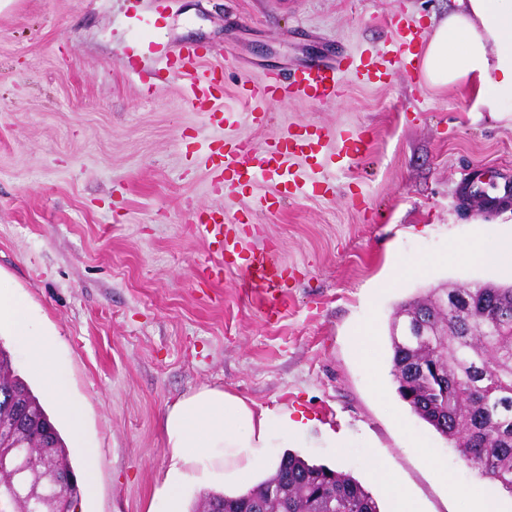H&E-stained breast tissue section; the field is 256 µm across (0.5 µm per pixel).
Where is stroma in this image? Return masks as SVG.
I'll use <instances>...</instances> for the list:
<instances>
[{
	"label": "stroma",
	"instance_id": "35a3bbf8",
	"mask_svg": "<svg viewBox=\"0 0 512 512\" xmlns=\"http://www.w3.org/2000/svg\"><path fill=\"white\" fill-rule=\"evenodd\" d=\"M455 0H10L0 9V280L52 335L84 444L52 403L44 409L95 490L79 512H161L170 450L166 409L200 387L308 419L295 452L368 483L385 458L421 512H462L449 485L480 484L512 512V495L480 481L445 438L397 396L389 324L429 289L512 283V255L483 265L460 252L512 242V208L462 197L474 172L495 195L512 183V115L477 105L469 84L427 85L393 69L384 84L345 81L331 103H270L266 124L241 111L243 83L266 72L380 50L395 21L425 31ZM200 47L220 71L216 128L156 51ZM144 56L141 74L127 68ZM323 129L318 161L293 158L305 185L281 209L259 210L276 182L226 195L202 163L238 141L253 151L291 130ZM362 138L348 154L347 138ZM238 218L239 251H273L288 268L272 315L240 287L239 264L200 279L208 258L200 212ZM411 266L398 277L396 265ZM372 347L355 353L357 331ZM337 436H330V429ZM448 472L440 482L432 468Z\"/></svg>",
	"mask_w": 512,
	"mask_h": 512
}]
</instances>
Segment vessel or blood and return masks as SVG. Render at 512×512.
<instances>
[{"label":"vessel or blood","instance_id":"obj_1","mask_svg":"<svg viewBox=\"0 0 512 512\" xmlns=\"http://www.w3.org/2000/svg\"><path fill=\"white\" fill-rule=\"evenodd\" d=\"M425 39V32L402 26L398 29L397 39L375 54L359 58L340 56L335 63H313L286 76L270 73L261 88L244 86L240 88L239 95L249 103L248 114L252 121L258 123L264 120L266 112L255 106L257 97L285 100L302 96L317 101L334 99L342 89L343 79L378 83L386 79L391 66L415 68L417 50ZM201 59L198 47L185 46L178 49L173 68L176 74L188 78V95L192 104L204 108L214 99L218 78L213 73L198 75L197 66ZM320 139L317 133L305 138L287 132L260 152L249 151L237 142L228 143L223 151L208 154L205 164L215 174L221 175L230 170L235 172L237 178L250 183L261 179L271 180L280 177L289 156L298 154L308 159L315 158ZM196 227L209 247L210 263L202 267V274L207 277L221 274L225 256L237 251L236 239L225 234L223 221L212 216L199 217ZM286 282L287 270L272 252L262 251L247 257L244 285L262 294L266 312H277L282 299L281 290Z\"/></svg>","mask_w":512,"mask_h":512}]
</instances>
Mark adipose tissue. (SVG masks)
<instances>
[{"mask_svg":"<svg viewBox=\"0 0 512 512\" xmlns=\"http://www.w3.org/2000/svg\"><path fill=\"white\" fill-rule=\"evenodd\" d=\"M457 7L434 27L420 68L433 87L470 83L490 111L512 105V0H456ZM9 331L30 351V370L58 412L79 423L54 359V344L33 326L0 283V331ZM171 451L158 494L164 512H185V487L222 482L239 491L254 486L280 462L277 449L304 423L287 406L260 407L219 388L202 387L180 398L161 420Z\"/></svg>","mask_w":512,"mask_h":512,"instance_id":"adipose-tissue-1","label":"adipose tissue"}]
</instances>
